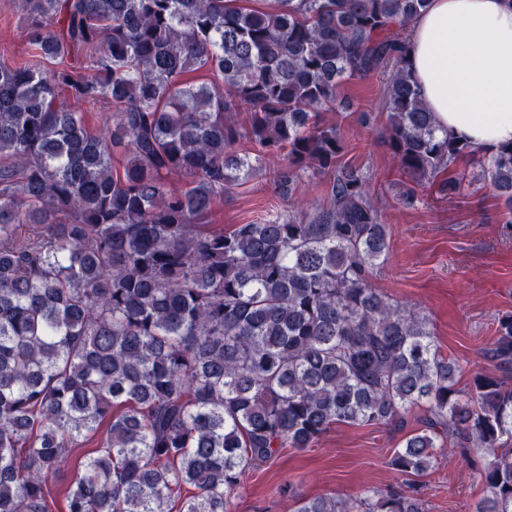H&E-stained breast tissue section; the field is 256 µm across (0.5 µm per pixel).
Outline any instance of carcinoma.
Segmentation results:
<instances>
[{
	"label": "carcinoma",
	"instance_id": "obj_1",
	"mask_svg": "<svg viewBox=\"0 0 512 512\" xmlns=\"http://www.w3.org/2000/svg\"><path fill=\"white\" fill-rule=\"evenodd\" d=\"M20 3L33 62L0 65V512H52L71 450L97 434L66 512H230L245 471L282 449L336 423L403 430L416 407L397 476L469 449L489 491L479 512H512V315L493 370L456 388L427 318L375 287L388 225L319 121L348 80L383 77L403 175L461 189L465 174L443 173L476 148L438 135L405 61L428 0ZM202 68L221 82L187 81ZM103 100L112 125L96 134L81 107ZM244 138L282 158L281 191L328 175L326 204L211 229L224 190L255 171ZM483 175L512 214V144ZM294 512L426 508L419 487L390 486Z\"/></svg>",
	"mask_w": 512,
	"mask_h": 512
}]
</instances>
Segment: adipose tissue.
Here are the masks:
<instances>
[{"label": "adipose tissue", "instance_id": "ef3b65f1", "mask_svg": "<svg viewBox=\"0 0 512 512\" xmlns=\"http://www.w3.org/2000/svg\"><path fill=\"white\" fill-rule=\"evenodd\" d=\"M405 43L439 134L489 153L512 143V0H429Z\"/></svg>", "mask_w": 512, "mask_h": 512}]
</instances>
